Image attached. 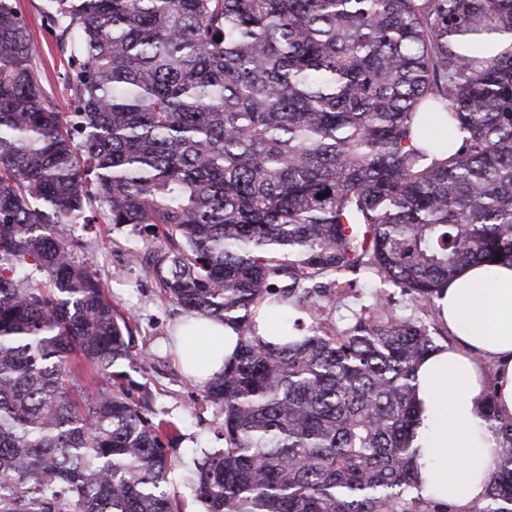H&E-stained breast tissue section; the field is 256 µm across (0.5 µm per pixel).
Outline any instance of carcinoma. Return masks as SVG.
<instances>
[{"mask_svg": "<svg viewBox=\"0 0 512 512\" xmlns=\"http://www.w3.org/2000/svg\"><path fill=\"white\" fill-rule=\"evenodd\" d=\"M75 48L69 117L0 0V512H182L164 421L110 383L126 319L61 233L181 241L147 272L238 333L201 397L203 512H454L409 462L434 298L512 264V0H45ZM221 40H216V37ZM328 193L325 198L318 195ZM379 291L328 331L336 277ZM264 303L300 336H254ZM79 352L107 383L90 389ZM484 499L512 512V422Z\"/></svg>", "mask_w": 512, "mask_h": 512, "instance_id": "carcinoma-1", "label": "carcinoma"}]
</instances>
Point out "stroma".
<instances>
[{
	"instance_id": "1",
	"label": "stroma",
	"mask_w": 512,
	"mask_h": 512,
	"mask_svg": "<svg viewBox=\"0 0 512 512\" xmlns=\"http://www.w3.org/2000/svg\"><path fill=\"white\" fill-rule=\"evenodd\" d=\"M12 3L39 45L36 67L43 90L58 111H72L70 44L63 41L59 27L47 19L44 0ZM66 234L77 243L76 260L98 273L106 295L122 313L132 317L133 344L149 358L143 363L117 362L112 371L132 395L143 390L151 393L150 416L168 422L175 435L168 445V457L174 464L171 477L184 503L183 512H202L193 495L195 462L200 449L223 447L224 413L202 401L201 384L186 376L176 363L172 327L183 319V312L165 296L144 265L128 260L130 249L163 251L168 243L147 240L131 226L110 224H72Z\"/></svg>"
}]
</instances>
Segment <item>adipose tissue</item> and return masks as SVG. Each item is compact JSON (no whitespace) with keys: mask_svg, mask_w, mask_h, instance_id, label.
Listing matches in <instances>:
<instances>
[{"mask_svg":"<svg viewBox=\"0 0 512 512\" xmlns=\"http://www.w3.org/2000/svg\"><path fill=\"white\" fill-rule=\"evenodd\" d=\"M436 304L458 342L429 354L416 371L411 465L424 495L468 512L486 494L499 451L495 425L512 421V266L469 267ZM176 335L178 359L200 383L223 373L238 339L232 327L209 319ZM487 361L496 369L493 422L483 416Z\"/></svg>","mask_w":512,"mask_h":512,"instance_id":"ef3b65f1","label":"adipose tissue"}]
</instances>
